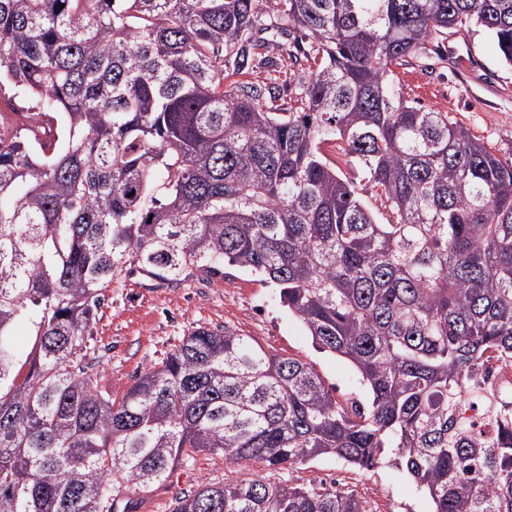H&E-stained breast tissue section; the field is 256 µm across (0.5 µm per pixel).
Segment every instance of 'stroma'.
I'll use <instances>...</instances> for the list:
<instances>
[{
    "mask_svg": "<svg viewBox=\"0 0 512 512\" xmlns=\"http://www.w3.org/2000/svg\"><path fill=\"white\" fill-rule=\"evenodd\" d=\"M392 82L408 105L446 112L464 123L499 155L512 156V67L500 59L492 35L469 25L449 30L419 56L395 66ZM230 327L264 349L311 366L339 400L363 396L350 363L319 350L304 325L283 306L279 290L248 269L224 275L192 273L162 284L137 267L112 281L93 328L103 355V387L121 399L137 377L161 361L183 337L200 328ZM221 456L199 454L163 484L142 496L139 512H172L177 495L204 482L222 481ZM292 483L317 479L352 490L372 512H432L430 498L389 464L358 470L332 458L284 469Z\"/></svg>",
    "mask_w": 512,
    "mask_h": 512,
    "instance_id": "stroma-1",
    "label": "stroma"
}]
</instances>
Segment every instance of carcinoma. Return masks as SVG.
I'll return each mask as SVG.
<instances>
[{"mask_svg": "<svg viewBox=\"0 0 512 512\" xmlns=\"http://www.w3.org/2000/svg\"><path fill=\"white\" fill-rule=\"evenodd\" d=\"M472 22L512 67V0H0V512H136L130 493L200 452L267 475L172 512H371L270 479L321 457L386 461L433 512H512V382H477L512 367V158L391 82ZM290 28L313 62L293 111L271 55L299 61ZM128 263L167 284L264 275L369 401L227 327L113 401L92 328Z\"/></svg>", "mask_w": 512, "mask_h": 512, "instance_id": "1", "label": "carcinoma"}]
</instances>
